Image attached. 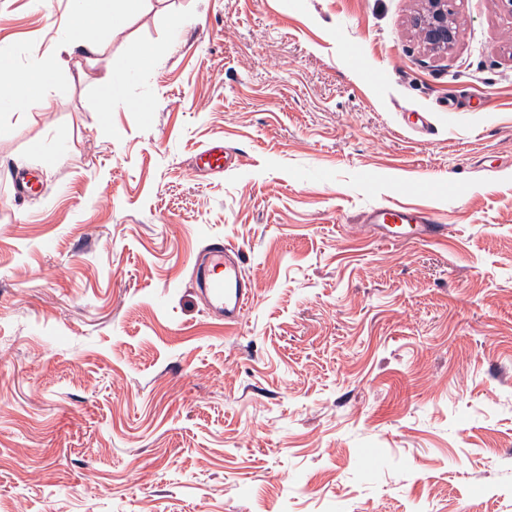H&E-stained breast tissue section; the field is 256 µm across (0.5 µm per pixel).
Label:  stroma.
<instances>
[{"instance_id":"1","label":"stroma","mask_w":512,"mask_h":512,"mask_svg":"<svg viewBox=\"0 0 512 512\" xmlns=\"http://www.w3.org/2000/svg\"><path fill=\"white\" fill-rule=\"evenodd\" d=\"M426 9L0 0V52L56 68L0 110V512H512V11L453 0L435 50ZM398 203L447 239L364 224ZM217 238L234 326L192 281ZM144 0H78L75 19L83 25H107L125 15L136 13ZM427 12L417 20L425 40L436 48H447L455 39L453 10L448 0H428ZM234 164L232 153L221 141L211 143L198 157L197 167L216 173H223ZM240 250L223 239L212 240L195 268V285L210 311L237 323L247 308L252 288L241 267Z\"/></svg>"}]
</instances>
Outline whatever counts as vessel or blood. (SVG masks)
Instances as JSON below:
<instances>
[{"instance_id": "b4317fda", "label": "vessel or blood", "mask_w": 512, "mask_h": 512, "mask_svg": "<svg viewBox=\"0 0 512 512\" xmlns=\"http://www.w3.org/2000/svg\"><path fill=\"white\" fill-rule=\"evenodd\" d=\"M234 159L223 142L211 143L198 157L199 168L216 173L231 168ZM367 223L380 229L386 239L417 238L438 242L448 234L446 226L435 223L427 213L404 206H385L370 210ZM195 285L210 311L223 314L225 321L238 322L247 308L252 288L244 276L238 248L224 240H212L195 268Z\"/></svg>"}]
</instances>
